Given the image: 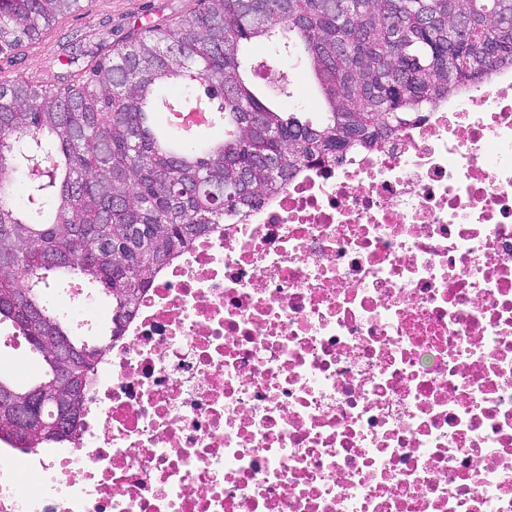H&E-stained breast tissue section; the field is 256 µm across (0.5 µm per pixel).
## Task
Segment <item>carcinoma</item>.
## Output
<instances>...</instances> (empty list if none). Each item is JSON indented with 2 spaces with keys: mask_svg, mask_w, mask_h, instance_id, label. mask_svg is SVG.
Returning a JSON list of instances; mask_svg holds the SVG:
<instances>
[{
  "mask_svg": "<svg viewBox=\"0 0 512 512\" xmlns=\"http://www.w3.org/2000/svg\"><path fill=\"white\" fill-rule=\"evenodd\" d=\"M82 0H0V54L38 39ZM459 16L466 24L455 22ZM305 65L319 118L288 110L291 80L260 95L249 75L255 42ZM512 70V0H204L164 27L125 38L112 57L57 88L0 82V325L24 337L39 374L0 393L59 392L56 356L69 349L71 408L14 419L0 406V443L28 453L79 436L84 389L140 302L151 276L229 213L283 191L300 168L371 146L463 89ZM213 100L224 133L174 151L147 132V103ZM165 87L180 93L166 97ZM58 156L63 169L47 164ZM25 195L17 203L15 181ZM79 279L111 301L94 344L70 334L43 289Z\"/></svg>",
  "mask_w": 512,
  "mask_h": 512,
  "instance_id": "carcinoma-1",
  "label": "carcinoma"
}]
</instances>
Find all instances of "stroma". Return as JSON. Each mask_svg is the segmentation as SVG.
<instances>
[{
	"label": "stroma",
	"instance_id": "1",
	"mask_svg": "<svg viewBox=\"0 0 512 512\" xmlns=\"http://www.w3.org/2000/svg\"><path fill=\"white\" fill-rule=\"evenodd\" d=\"M199 6V0H90L81 10L59 16L38 41L0 55V79L26 77L59 85L64 73L60 62L72 40H81L86 59L100 61L144 21L163 26Z\"/></svg>",
	"mask_w": 512,
	"mask_h": 512
}]
</instances>
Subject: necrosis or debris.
Instances as JSON below:
<instances>
[{
	"label": "necrosis or debris",
	"mask_w": 512,
	"mask_h": 512,
	"mask_svg": "<svg viewBox=\"0 0 512 512\" xmlns=\"http://www.w3.org/2000/svg\"><path fill=\"white\" fill-rule=\"evenodd\" d=\"M81 423L0 512H512V70L161 268Z\"/></svg>",
	"instance_id": "obj_1"
}]
</instances>
